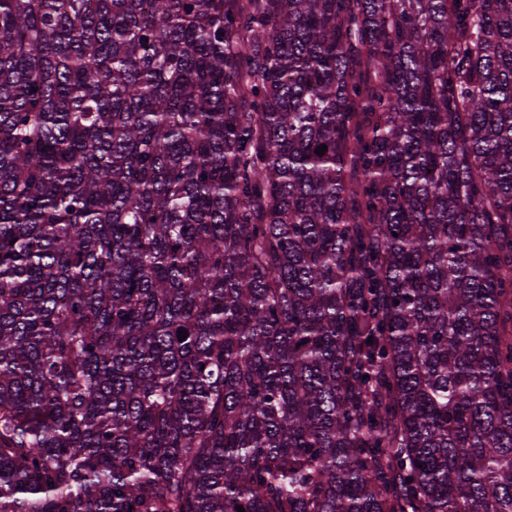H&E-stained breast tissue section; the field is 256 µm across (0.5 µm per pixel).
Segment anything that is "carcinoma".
Listing matches in <instances>:
<instances>
[{
	"label": "carcinoma",
	"mask_w": 512,
	"mask_h": 512,
	"mask_svg": "<svg viewBox=\"0 0 512 512\" xmlns=\"http://www.w3.org/2000/svg\"><path fill=\"white\" fill-rule=\"evenodd\" d=\"M239 506L512 512V0H0V512Z\"/></svg>",
	"instance_id": "cac0c4a2"
}]
</instances>
